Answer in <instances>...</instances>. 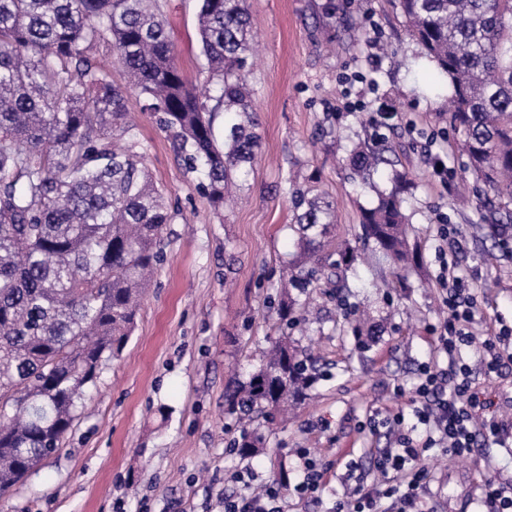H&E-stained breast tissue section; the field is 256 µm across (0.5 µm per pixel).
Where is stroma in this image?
Masks as SVG:
<instances>
[{
    "mask_svg": "<svg viewBox=\"0 0 512 512\" xmlns=\"http://www.w3.org/2000/svg\"><path fill=\"white\" fill-rule=\"evenodd\" d=\"M324 2L248 0L262 140L237 205L211 206L158 115L128 94L144 163L167 191L164 260L132 336L105 362L60 450L0 497V512H222L242 465L227 449L238 429L224 394L258 365L277 317L280 270L297 251L292 187L327 193L338 239H354L361 209L377 202L349 164L358 143L387 147L397 170L410 173L405 212L422 261L404 288L384 262L360 264L351 276L358 304L382 324L366 351L351 331L337 330L340 300L309 290L319 332L297 342L325 375L309 404L253 459L259 474L271 476L282 462L296 483L298 448L316 456L340 448L369 465L355 426L384 406H407L417 366L429 356L427 328L442 318L437 224L460 232L458 271L480 289L478 316L512 324V227L495 234L477 221L474 183L461 170L459 136L448 123L446 84L393 0H336L332 17ZM164 11L178 65L203 84L198 0H165ZM434 154L456 171L448 184L434 176ZM423 464L438 489L437 512H470V493L487 478L512 482V451L503 448L462 457L437 451Z\"/></svg>",
    "mask_w": 512,
    "mask_h": 512,
    "instance_id": "obj_1",
    "label": "stroma"
}]
</instances>
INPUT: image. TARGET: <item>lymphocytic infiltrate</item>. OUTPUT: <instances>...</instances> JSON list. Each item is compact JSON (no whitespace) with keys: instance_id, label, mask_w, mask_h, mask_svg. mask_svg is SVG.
<instances>
[{"instance_id":"1","label":"lymphocytic infiltrate","mask_w":512,"mask_h":512,"mask_svg":"<svg viewBox=\"0 0 512 512\" xmlns=\"http://www.w3.org/2000/svg\"><path fill=\"white\" fill-rule=\"evenodd\" d=\"M437 235L441 260L436 284L445 315L434 329L433 353L418 367L416 398L410 411L388 410L363 425V432L385 433L390 444L374 449L369 473L360 472L356 462L346 463L345 478L352 487L327 512H436L433 475L417 465L427 449L440 447L462 456L481 438L501 448L512 444V417L497 415L495 400L477 380L512 362V329L487 323L477 360L463 358L462 348L470 346L477 333L475 289L447 258L454 232L443 227ZM297 458L301 477L293 487L295 496L320 499L330 463L306 449ZM235 479L243 489L225 495L224 512H287L277 480L257 481L249 465Z\"/></svg>"}]
</instances>
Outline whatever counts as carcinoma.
<instances>
[{"mask_svg":"<svg viewBox=\"0 0 512 512\" xmlns=\"http://www.w3.org/2000/svg\"><path fill=\"white\" fill-rule=\"evenodd\" d=\"M409 34L448 85V122L462 136L464 172L480 194L478 220L512 224V0H396ZM200 53L212 90L178 66L159 0H0V496L60 449L103 362L135 328L144 290L164 258L171 215L127 120V92L160 114L188 169L215 207L254 168L261 141L248 85L255 34L247 0H200ZM111 49L126 87L98 69ZM215 93L216 104L206 99ZM224 110V136L213 112ZM350 166L378 202L360 211L355 245H336L334 201L292 191L298 252L289 285L335 294L349 288L365 249L401 281L409 248L396 169L356 145ZM284 291L263 362L224 395L247 422L232 451L264 449L288 405H302L321 371L288 339L307 319Z\"/></svg>","mask_w":512,"mask_h":512,"instance_id":"cac0c4a2","label":"carcinoma"}]
</instances>
